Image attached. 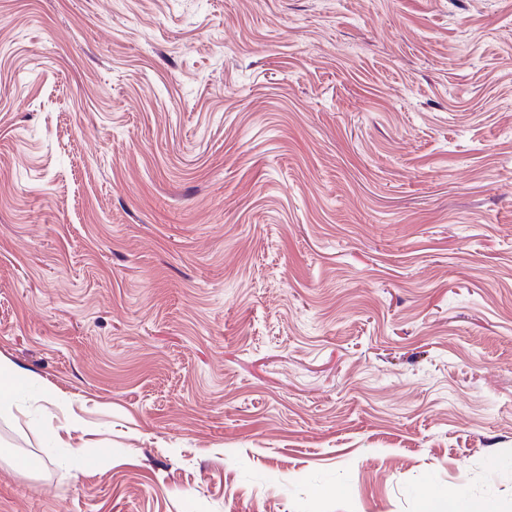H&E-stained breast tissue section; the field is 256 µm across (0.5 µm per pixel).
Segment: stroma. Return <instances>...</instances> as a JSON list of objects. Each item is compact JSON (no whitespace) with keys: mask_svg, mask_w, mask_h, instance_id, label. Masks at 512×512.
<instances>
[{"mask_svg":"<svg viewBox=\"0 0 512 512\" xmlns=\"http://www.w3.org/2000/svg\"><path fill=\"white\" fill-rule=\"evenodd\" d=\"M0 359V512H512V0H0ZM20 388V380L13 366L0 359V404L9 405ZM423 497L428 504L426 511L428 512H486L491 511L490 508L478 509L474 503L469 500L468 493L464 487H456L442 497L434 488L427 487L423 490ZM444 498L446 500L445 509L437 506L439 501Z\"/></svg>","mask_w":512,"mask_h":512,"instance_id":"obj_1","label":"stroma"}]
</instances>
